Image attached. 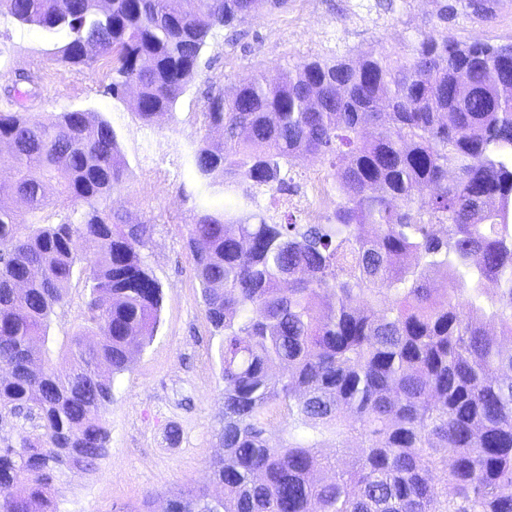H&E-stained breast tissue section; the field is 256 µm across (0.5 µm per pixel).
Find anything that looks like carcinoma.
<instances>
[{"label":"carcinoma","mask_w":512,"mask_h":512,"mask_svg":"<svg viewBox=\"0 0 512 512\" xmlns=\"http://www.w3.org/2000/svg\"><path fill=\"white\" fill-rule=\"evenodd\" d=\"M459 2L497 16L496 0ZM286 9L0 0V16L39 28L61 62H103L112 98L134 77L146 124L174 111L217 30ZM202 115L195 167L224 175V200L189 241L222 336L223 494L167 512H512V351L493 333L512 335V41L432 30L401 58H301L275 83L252 73L210 94ZM0 142L14 148L0 198L24 203H0V426L16 429L0 448V512H61L65 470L93 471L108 451L102 410L132 347L152 338L162 290L142 254L149 226L112 209L127 163L105 119L0 112ZM306 155L330 169L319 223L277 222L234 195L239 183L288 189ZM48 186L56 223L43 216ZM77 270L85 325L58 353L51 316ZM269 417L284 437L266 436ZM328 435L338 453L359 441L357 456L321 454ZM319 470L331 478L313 480Z\"/></svg>","instance_id":"cac0c4a2"}]
</instances>
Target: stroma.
Returning <instances> with one entry per match:
<instances>
[{
    "label": "stroma",
    "instance_id": "35a3bbf8",
    "mask_svg": "<svg viewBox=\"0 0 512 512\" xmlns=\"http://www.w3.org/2000/svg\"><path fill=\"white\" fill-rule=\"evenodd\" d=\"M455 3L291 0L285 11L262 12L240 27L220 30L173 114L150 125L131 102L103 94V66L58 63L38 28L0 19V88L12 84L16 72L35 73L37 95L24 102L31 115L44 119L87 108L101 113L116 132L128 170L113 195L115 207L129 223L152 225L143 256L162 289L154 335L116 378L104 411L107 455L94 471L70 474L62 486L67 512H138L148 495L154 512H165L172 495L208 485L209 465L223 452L222 338L206 319L188 246L190 224L224 182L220 175L200 178L193 166L207 93H232L253 72L276 78L303 57L356 60L382 49L404 55L419 33L438 26L444 4L452 7L448 33L458 41L512 38V0H501L491 23L467 16ZM88 298L84 276L75 274L64 306L51 319L55 343L67 342L82 325ZM173 428L179 440L170 438Z\"/></svg>",
    "mask_w": 512,
    "mask_h": 512
}]
</instances>
